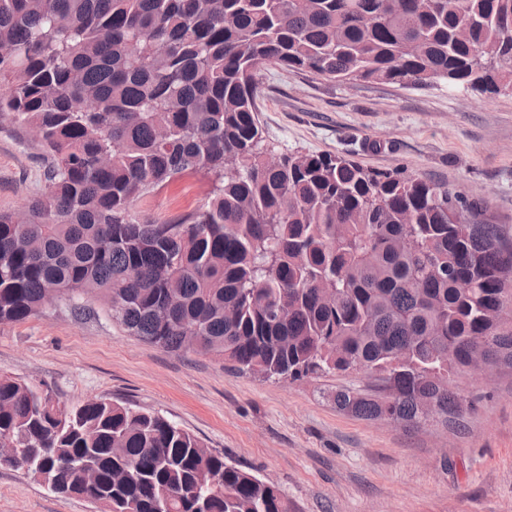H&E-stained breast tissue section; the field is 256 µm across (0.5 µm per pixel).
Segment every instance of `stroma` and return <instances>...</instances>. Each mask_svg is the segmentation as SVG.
I'll use <instances>...</instances> for the list:
<instances>
[{
	"mask_svg": "<svg viewBox=\"0 0 512 512\" xmlns=\"http://www.w3.org/2000/svg\"><path fill=\"white\" fill-rule=\"evenodd\" d=\"M258 118L277 152L350 158L406 169L488 203L512 225V89L494 94L261 68ZM48 165L24 128L0 121V212L45 191ZM207 176L174 181L137 202L163 222L202 205ZM0 374L48 386L61 407L91 398L159 412L225 459L276 484L290 512H512V369L492 382L461 372L462 428L404 426L337 410L332 395L372 392L349 371L268 381L229 362L147 344L103 317L74 318L65 301L0 323ZM0 512H100L55 494L24 470L0 466Z\"/></svg>",
	"mask_w": 512,
	"mask_h": 512,
	"instance_id": "stroma-1",
	"label": "stroma"
}]
</instances>
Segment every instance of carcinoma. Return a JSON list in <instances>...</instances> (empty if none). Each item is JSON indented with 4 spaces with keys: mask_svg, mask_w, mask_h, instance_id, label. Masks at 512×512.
<instances>
[{
    "mask_svg": "<svg viewBox=\"0 0 512 512\" xmlns=\"http://www.w3.org/2000/svg\"><path fill=\"white\" fill-rule=\"evenodd\" d=\"M271 64L497 92L512 0H0V117L51 158L46 192L0 212V323L65 299L265 379L377 369L380 391L338 390L336 409L415 425L429 400L461 425L448 376L512 367V232L445 184L271 155L255 106ZM197 172L203 207L165 224L134 210ZM0 436L14 467L102 512H288L157 412L65 410L0 375Z\"/></svg>",
    "mask_w": 512,
    "mask_h": 512,
    "instance_id": "1",
    "label": "carcinoma"
}]
</instances>
